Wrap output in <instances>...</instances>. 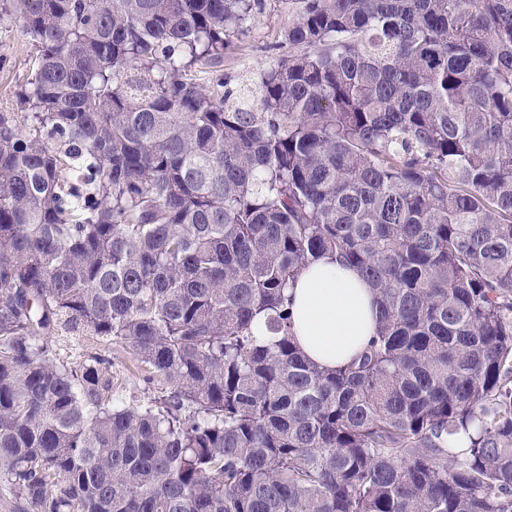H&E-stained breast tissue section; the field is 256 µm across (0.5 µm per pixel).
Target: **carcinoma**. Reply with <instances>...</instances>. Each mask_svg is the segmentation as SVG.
<instances>
[{"label": "carcinoma", "instance_id": "cac0c4a2", "mask_svg": "<svg viewBox=\"0 0 512 512\" xmlns=\"http://www.w3.org/2000/svg\"><path fill=\"white\" fill-rule=\"evenodd\" d=\"M286 2L288 56L233 91L266 0H0L36 50L0 110L22 512H512V0ZM324 257L379 304L336 369L288 311ZM74 334L158 394L117 402ZM61 353L64 356L78 355V353L88 351H97L105 355L112 361V375H117L122 383L115 397L126 404H139L147 401L148 397L153 395L154 389L144 383L143 377L136 367V363L131 358L125 346L112 343L105 347L93 344L87 336H68L64 342H61ZM89 347H93L91 350ZM96 349V350H95Z\"/></svg>", "mask_w": 512, "mask_h": 512}]
</instances>
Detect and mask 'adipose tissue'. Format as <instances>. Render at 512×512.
I'll return each mask as SVG.
<instances>
[{"instance_id": "adipose-tissue-1", "label": "adipose tissue", "mask_w": 512, "mask_h": 512, "mask_svg": "<svg viewBox=\"0 0 512 512\" xmlns=\"http://www.w3.org/2000/svg\"><path fill=\"white\" fill-rule=\"evenodd\" d=\"M288 293L295 340L316 364H349L376 331L373 286L351 267L322 258L299 275Z\"/></svg>"}]
</instances>
